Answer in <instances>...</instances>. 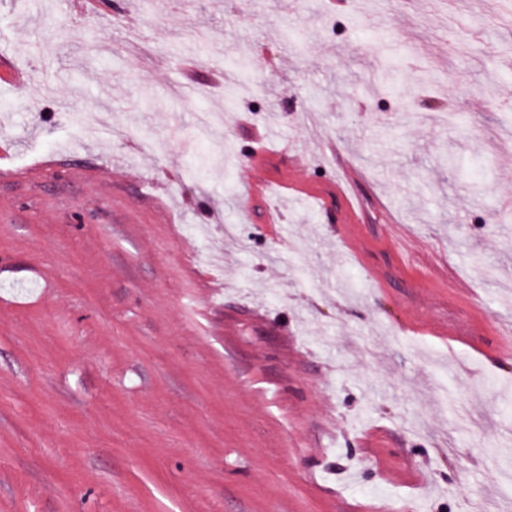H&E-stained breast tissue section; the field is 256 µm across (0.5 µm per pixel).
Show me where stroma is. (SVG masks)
Here are the masks:
<instances>
[{
    "instance_id": "obj_1",
    "label": "stroma",
    "mask_w": 512,
    "mask_h": 512,
    "mask_svg": "<svg viewBox=\"0 0 512 512\" xmlns=\"http://www.w3.org/2000/svg\"><path fill=\"white\" fill-rule=\"evenodd\" d=\"M500 2L0 0V512H512Z\"/></svg>"
}]
</instances>
